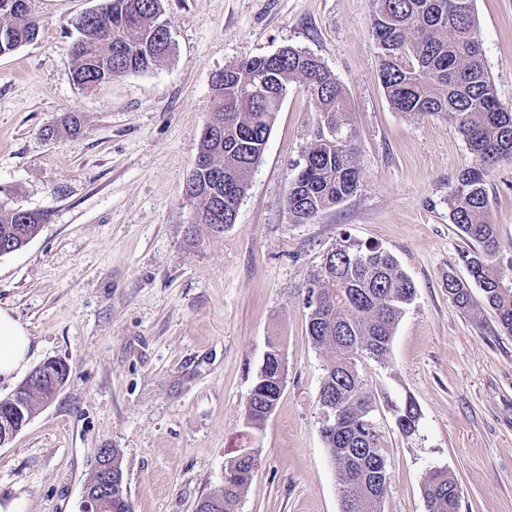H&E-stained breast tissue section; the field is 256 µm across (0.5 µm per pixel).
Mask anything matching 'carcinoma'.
Returning <instances> with one entry per match:
<instances>
[{
	"label": "carcinoma",
	"instance_id": "cac0c4a2",
	"mask_svg": "<svg viewBox=\"0 0 512 512\" xmlns=\"http://www.w3.org/2000/svg\"><path fill=\"white\" fill-rule=\"evenodd\" d=\"M380 50V80L392 107L409 115H446L456 124L473 157L448 192V211L471 249L459 254L470 280L448 274L450 302L483 325L470 283L500 328L512 333V261L497 262L500 242L489 214L486 177L498 160L512 158V107L503 105L486 70L477 33L474 0H374L370 21ZM69 47L80 86H97L127 73L147 72L173 52L163 0H99L73 23ZM40 21L32 0H0V56L37 39ZM313 98L316 122L304 163L288 182L292 222L306 224L350 197L359 182L355 138L344 87L315 56L290 47L280 56L249 59L224 69L213 87L214 106L198 153L205 164L187 181L186 194L200 223L214 232L236 220L249 178L263 158L281 99L291 81ZM81 117L65 114L46 125L48 140L81 133ZM14 189L0 185V252L24 247L43 215L11 204ZM309 275L305 286L307 333L330 357L319 391L320 407L336 411L335 429L323 433L339 469L342 512H381L390 472L373 399L362 369L386 356L395 327L416 293L413 282L388 252L343 240ZM287 377L284 348L277 340L257 374L245 407L247 422L260 427L275 411ZM23 399H0V411L28 420L51 391L49 374L21 384ZM420 418L408 399L397 423L412 436ZM260 454L236 455L224 468V487L212 495L217 512H236L258 469ZM427 512H459V492L446 470L422 486ZM112 512H133L125 486L112 485Z\"/></svg>",
	"mask_w": 512,
	"mask_h": 512
}]
</instances>
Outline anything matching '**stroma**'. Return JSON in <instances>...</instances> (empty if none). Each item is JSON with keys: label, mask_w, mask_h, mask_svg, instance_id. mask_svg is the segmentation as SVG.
I'll list each match as a JSON object with an SVG mask.
<instances>
[{"label": "stroma", "mask_w": 512, "mask_h": 512, "mask_svg": "<svg viewBox=\"0 0 512 512\" xmlns=\"http://www.w3.org/2000/svg\"><path fill=\"white\" fill-rule=\"evenodd\" d=\"M96 3L33 0L38 39L0 56V185L44 216L25 247L0 256V308L31 337L0 399L45 361L70 368L55 400L0 446V499L81 512L98 449L116 448L134 512H194L221 491L225 462L255 448L261 464L237 512H341L318 405L327 354L307 336L302 289L346 239L391 253L416 288L388 354L363 370L390 471L381 512H427L422 485L436 469L456 479L459 512H512V335L490 310L476 327L444 287L447 274L468 276L448 192L473 158L448 118L392 108L373 0H164L174 54L86 88L73 78L71 22ZM474 9L485 66L511 106L512 0ZM285 46L344 85L359 186L293 223L288 181L316 120L293 81L235 223L212 232L185 192L212 78ZM66 112L82 116L81 134L44 140L41 128ZM486 189L505 263L512 161L491 169ZM272 336L285 344L287 380L254 429L245 404ZM409 399L420 420L406 437L396 418Z\"/></svg>", "instance_id": "stroma-1"}]
</instances>
